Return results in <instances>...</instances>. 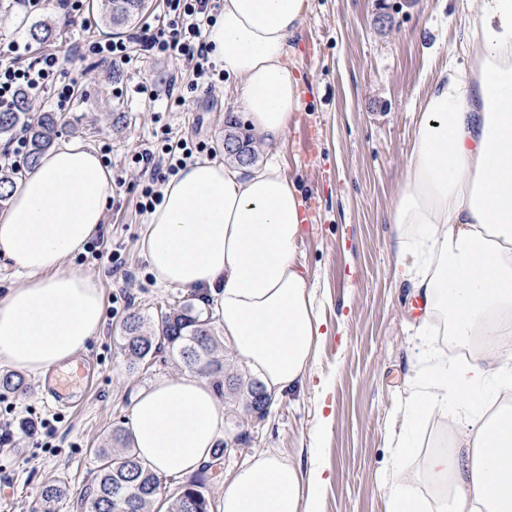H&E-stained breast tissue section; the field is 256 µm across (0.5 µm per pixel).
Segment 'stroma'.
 I'll list each match as a JSON object with an SVG mask.
<instances>
[{
	"instance_id": "stroma-1",
	"label": "stroma",
	"mask_w": 512,
	"mask_h": 512,
	"mask_svg": "<svg viewBox=\"0 0 512 512\" xmlns=\"http://www.w3.org/2000/svg\"><path fill=\"white\" fill-rule=\"evenodd\" d=\"M474 15L472 0H309L285 59L302 81L307 122H291L278 145L254 137L253 146L259 162L277 156L303 201L316 206V221L301 227L297 256L327 334L315 346L303 386L274 396L264 418L246 412L244 396L224 399L223 468L202 476L212 512H219L234 471L263 451L306 470L322 469L326 483L316 512H388L393 466L414 471L430 452L436 422L410 434L408 457L394 460L390 446L400 430V407L425 370L417 353L421 315L410 282L396 274L390 236L417 112L439 73L474 54L466 39ZM38 18L23 0H0V41L23 45L19 64L48 50L27 35ZM131 50L134 60L117 80L111 65L93 59L67 67L78 86L66 111L82 124L77 134H62V141L97 150L109 146L110 168L126 180L110 197L95 235L101 257L81 250L68 261L100 281L105 326L88 345L93 384L74 394L75 408H53L41 375L29 372L24 393L0 398V512H31L38 486L53 473L65 474L71 485L73 500L64 512H79L76 499L91 481L93 449L110 447L113 428L128 426L142 389L180 372L159 358L149 367L131 365L122 348L128 312L153 315L188 296L187 290L159 286L139 252L145 216L138 209L142 182L132 154L164 126L171 137L206 142L221 162L226 117L236 119L243 134L252 132L237 79L228 76L215 89L188 92L179 106L169 94L187 89L191 65L143 58L136 42ZM141 83L147 92L135 93ZM116 112L126 115L118 130L112 126ZM308 128L318 143L312 151L304 142ZM118 242L132 273L127 282L112 266ZM325 416L331 419L326 428ZM26 417L48 420L51 428L22 432Z\"/></svg>"
}]
</instances>
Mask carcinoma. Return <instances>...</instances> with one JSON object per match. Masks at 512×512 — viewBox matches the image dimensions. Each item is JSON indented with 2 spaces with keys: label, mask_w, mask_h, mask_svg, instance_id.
Here are the masks:
<instances>
[{
  "label": "carcinoma",
  "mask_w": 512,
  "mask_h": 512,
  "mask_svg": "<svg viewBox=\"0 0 512 512\" xmlns=\"http://www.w3.org/2000/svg\"><path fill=\"white\" fill-rule=\"evenodd\" d=\"M109 4L110 10L103 22L119 37L148 9L149 0H109ZM54 31V24L39 21L30 26L28 33L32 40L43 43ZM30 110L31 100L26 94L20 95L12 107L0 110L1 137H11L19 130L27 135L28 153L24 165L29 169L53 147L60 130L76 124V120L61 112H43L33 123ZM228 128L229 132L224 134V153L242 166L255 162L256 153L250 140L237 131V122L228 121ZM16 175L17 172L8 167L0 170V209L9 203L16 188ZM218 347L219 333L214 321L189 299L168 311H160L154 319L139 310L134 311L123 323V348L131 364L147 362L164 352L183 368L208 379L217 396H224L228 389L238 390L246 397V411L259 410L256 397L264 386L256 379L245 381L237 374L227 375L224 359L217 356ZM23 389L24 379L20 374H0V395ZM112 440L122 448L117 453L110 448L94 450L96 465L92 483L80 500V508L84 512H155L165 489L163 476L139 458L124 428H114ZM70 498L67 477L53 474L41 483L33 512H61ZM209 509L210 501L203 484L192 481L173 496L168 512H209Z\"/></svg>",
  "instance_id": "1"
}]
</instances>
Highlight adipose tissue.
I'll return each mask as SVG.
<instances>
[{
    "label": "adipose tissue",
    "mask_w": 512,
    "mask_h": 512,
    "mask_svg": "<svg viewBox=\"0 0 512 512\" xmlns=\"http://www.w3.org/2000/svg\"><path fill=\"white\" fill-rule=\"evenodd\" d=\"M466 37L469 65L435 81L415 125V143L393 220L399 262L428 321L452 342L419 345L430 372L407 398L403 427L455 408L450 448L412 474L392 470V512H512V0H475ZM305 0H224L207 42L240 78L254 131L281 141L302 106L301 81L285 64ZM112 173L89 147L51 150L14 190L0 217V257L22 270L0 295V364L36 374L86 350L103 328L98 280L68 259L103 222ZM148 213L140 251L158 285L211 300L238 356L279 395L301 385L322 321L297 260L304 222L296 184L276 158L241 174L216 161L187 165ZM131 446L152 469L191 474L224 434V407L206 380L185 373L142 390L129 417ZM318 469L265 452L224 490L221 512H314Z\"/></svg>",
    "instance_id": "adipose-tissue-1"
}]
</instances>
